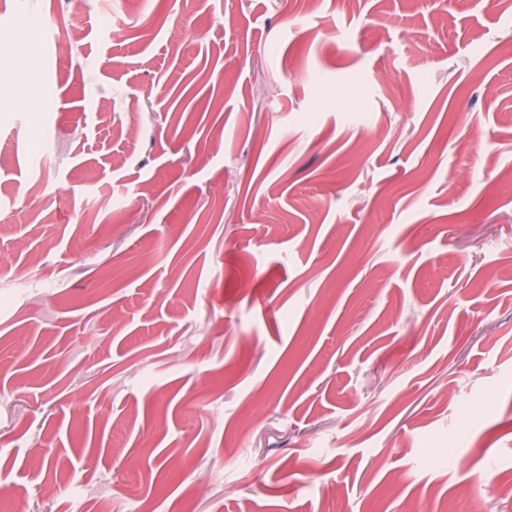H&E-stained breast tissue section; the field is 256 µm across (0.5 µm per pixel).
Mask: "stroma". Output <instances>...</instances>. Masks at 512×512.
I'll use <instances>...</instances> for the list:
<instances>
[{"instance_id":"35a3bbf8","label":"stroma","mask_w":512,"mask_h":512,"mask_svg":"<svg viewBox=\"0 0 512 512\" xmlns=\"http://www.w3.org/2000/svg\"><path fill=\"white\" fill-rule=\"evenodd\" d=\"M1 148L0 512H512V0H0Z\"/></svg>"}]
</instances>
